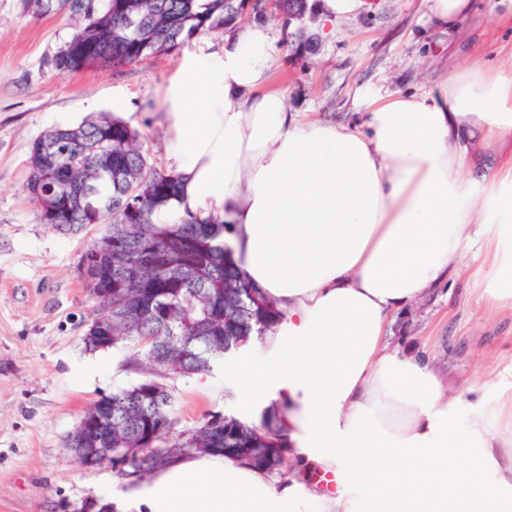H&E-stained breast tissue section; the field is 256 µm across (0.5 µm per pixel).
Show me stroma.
<instances>
[{
    "mask_svg": "<svg viewBox=\"0 0 512 512\" xmlns=\"http://www.w3.org/2000/svg\"><path fill=\"white\" fill-rule=\"evenodd\" d=\"M334 24L306 22L316 53L278 51L270 78L301 119L356 123L369 100L429 90L448 73L512 71V6L469 0L453 27L437 25L427 0H366ZM69 15L40 16L22 0H0V512H82L126 491L111 465L82 468L69 433L98 399L140 379L127 344L87 350L83 337L101 312L79 273L87 245L105 228L60 231L41 223L24 192L31 145L47 129L110 112L146 138L150 157L168 167L163 88L184 54L223 31L120 70L90 67L61 75L52 60L70 38ZM450 287L433 289L398 318L392 341L426 351L442 385L487 383L486 400L512 386V300L494 305L487 270L467 262ZM177 430L205 415H239L227 362L203 375L170 380Z\"/></svg>",
    "mask_w": 512,
    "mask_h": 512,
    "instance_id": "35a3bbf8",
    "label": "stroma"
}]
</instances>
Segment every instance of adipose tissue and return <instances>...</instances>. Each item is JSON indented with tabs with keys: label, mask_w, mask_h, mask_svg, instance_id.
Listing matches in <instances>:
<instances>
[{
	"label": "adipose tissue",
	"mask_w": 512,
	"mask_h": 512,
	"mask_svg": "<svg viewBox=\"0 0 512 512\" xmlns=\"http://www.w3.org/2000/svg\"><path fill=\"white\" fill-rule=\"evenodd\" d=\"M276 46L245 24L183 57L164 90L165 151L182 177L157 220L224 223L277 326L231 368L246 413L276 411L298 476L182 455L114 512H501L512 488V391L464 407L402 311L445 284L482 208L490 301L512 298V167L472 176L475 142L512 135V74L371 101L361 124L297 119L269 85Z\"/></svg>",
	"instance_id": "obj_1"
}]
</instances>
